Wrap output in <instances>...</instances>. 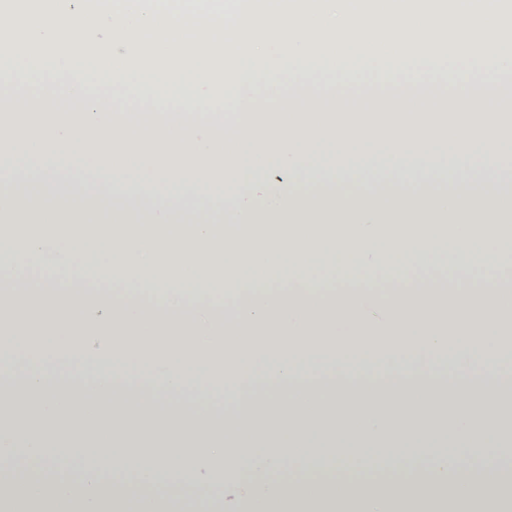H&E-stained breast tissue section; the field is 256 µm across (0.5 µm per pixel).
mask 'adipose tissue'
Here are the masks:
<instances>
[{"mask_svg": "<svg viewBox=\"0 0 512 512\" xmlns=\"http://www.w3.org/2000/svg\"><path fill=\"white\" fill-rule=\"evenodd\" d=\"M90 135L93 163L129 159L142 176L113 183L77 181L62 169L11 173L0 188V370L20 358L24 384L0 392L14 407L0 427V512H196L159 497L156 478L194 480L198 464L217 461L224 476L249 472L245 502L258 512H512V465L476 462L470 449L512 448V428L497 418L505 400L491 384L499 373L498 338L512 329V277L485 281L489 262L512 251V194L492 168L434 166L411 184L402 156L422 143H388L390 162L364 171L302 173L283 155L288 179L263 181L267 155L188 151L170 125L90 131L34 125L18 150L40 156ZM232 171L239 190L155 194V177ZM373 180L368 202L336 197L337 180ZM50 224L52 237H16L10 225ZM52 250L60 275L20 274L23 258ZM365 280L362 288L324 281L321 257ZM441 259L443 277L415 281V261ZM447 356L471 379L445 388L425 372L427 353ZM75 359L111 379L131 361L150 381L166 366L167 391L212 383L248 388L260 378L287 387V398L238 409L235 436L207 414L193 421L147 407L48 392L39 360ZM391 360L408 383L398 388L318 395L307 374L347 362ZM313 456L331 467L373 459L419 482L386 480L337 490L311 480L283 485L259 462ZM75 467V492L49 475Z\"/></svg>", "mask_w": 512, "mask_h": 512, "instance_id": "obj_1", "label": "adipose tissue"}]
</instances>
